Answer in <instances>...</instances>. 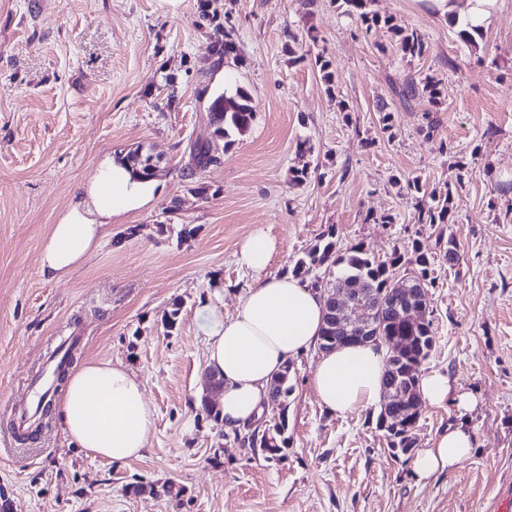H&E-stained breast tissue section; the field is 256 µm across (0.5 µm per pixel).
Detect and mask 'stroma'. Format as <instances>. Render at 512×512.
Segmentation results:
<instances>
[{
    "label": "stroma",
    "mask_w": 512,
    "mask_h": 512,
    "mask_svg": "<svg viewBox=\"0 0 512 512\" xmlns=\"http://www.w3.org/2000/svg\"><path fill=\"white\" fill-rule=\"evenodd\" d=\"M370 8L423 35L428 52L403 58L385 28L362 30L336 0H180L173 12L159 0H0V496L12 512H495L512 488V0L469 44L461 24L414 0ZM228 38L236 57L219 52ZM428 75L438 104L402 96ZM239 88L255 120L227 145L208 105ZM383 109L395 116L387 132ZM204 144L219 160L198 169ZM135 149L162 193L113 218L69 277L41 278L51 225L105 158ZM413 180L451 187L452 223H417ZM330 225L338 247L380 257L412 258L416 239L456 243L455 265L434 261L435 345L421 371L447 373L472 403H423L415 446L458 423L476 445L428 485L378 430L377 408L320 405L318 350L292 362L290 395L266 409L288 420L279 459L221 435L197 405L206 319L232 317L253 280L241 244L268 233L267 271L280 275ZM64 336L79 339L76 363L119 360L140 379L154 410L143 457L85 456L55 419L34 439L10 437V409L28 405L29 378ZM165 483L181 496L145 491Z\"/></svg>",
    "instance_id": "stroma-1"
}]
</instances>
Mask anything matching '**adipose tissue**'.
I'll list each match as a JSON object with an SVG mask.
<instances>
[{"label": "adipose tissue", "mask_w": 512, "mask_h": 512, "mask_svg": "<svg viewBox=\"0 0 512 512\" xmlns=\"http://www.w3.org/2000/svg\"><path fill=\"white\" fill-rule=\"evenodd\" d=\"M436 16L463 22L474 32L488 30L502 0H418ZM161 192L157 181L134 175L124 162L105 160L87 190L86 205H74L52 226L39 253V272L60 280L75 272L107 233L108 218L143 208ZM273 251L262 232L242 244L239 260L256 273L235 315L212 319L205 330L208 371L224 381L219 424L227 435L244 434L261 419L272 381L290 360L317 348L324 300L308 284L265 269ZM384 350L372 343L321 353L312 389L328 411L344 415L380 402ZM63 433L85 455L124 464L147 448L153 412L136 375L122 363L90 361L68 379L56 406ZM475 447L471 429L451 425L411 461L415 484L425 485L454 470Z\"/></svg>", "instance_id": "ef3b65f1"}]
</instances>
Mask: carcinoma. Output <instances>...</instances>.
<instances>
[{"label":"carcinoma","mask_w":512,"mask_h":512,"mask_svg":"<svg viewBox=\"0 0 512 512\" xmlns=\"http://www.w3.org/2000/svg\"><path fill=\"white\" fill-rule=\"evenodd\" d=\"M371 0H343L347 13L354 15L364 26L365 31L383 26L391 33L395 48L404 58L422 56L427 50L423 37L415 30H410L392 16L382 17L369 9ZM405 94L417 96L424 94L433 104L442 95L441 82L427 76L419 80L411 79L405 87ZM210 114L215 134L227 138L232 132L239 134L249 129L255 119L250 106V97L239 89L236 96L218 95L210 104ZM136 172L150 178V157H141L133 151L125 156ZM453 210V194L449 187L433 189L428 197L417 203V223L447 224ZM336 229L331 226L322 232L319 243L312 247L303 257L296 260L291 274L301 281H310L312 288L329 298L334 288L345 284H354L366 290L372 302V323L380 338L395 340L403 345L398 354L385 355L382 388L396 383L401 386L402 405H391L386 401L380 403L378 425L385 432L393 449L403 453L414 447L413 430L420 418L422 399L420 392L421 365L429 357L435 343V332L431 307V288L435 287L431 265L434 253L430 245L416 239L412 242L416 268L411 271L413 280L421 291L417 294V303L422 305L420 317L413 322L404 321L397 310L400 300L399 290L394 288L395 279L404 260L403 253L394 249L392 253L380 258L368 253L363 245H351L342 254L336 252ZM324 268L323 275H316V270ZM339 273H334L333 268ZM348 343L345 330L339 328L330 316L324 315L322 342L320 350L328 351ZM290 368H285L270 385V399L280 401L288 397ZM286 418L280 417L274 424L264 428L251 426L244 436L237 440L251 448L268 449L275 452L286 447Z\"/></svg>","instance_id":"carcinoma-1"}]
</instances>
